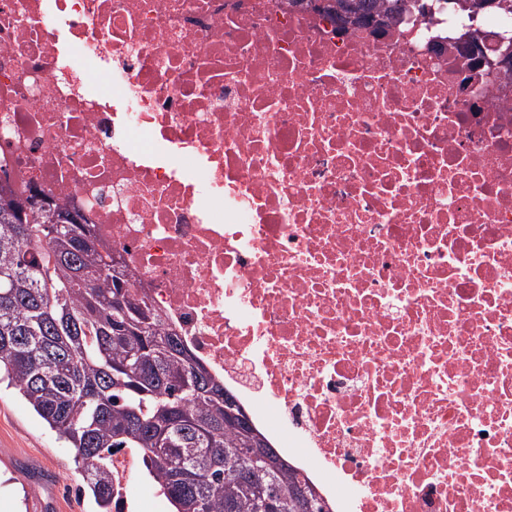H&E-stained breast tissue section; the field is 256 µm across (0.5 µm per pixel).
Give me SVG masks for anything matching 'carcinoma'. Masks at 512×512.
Listing matches in <instances>:
<instances>
[{
    "mask_svg": "<svg viewBox=\"0 0 512 512\" xmlns=\"http://www.w3.org/2000/svg\"><path fill=\"white\" fill-rule=\"evenodd\" d=\"M512 13V0H452ZM353 24H385L380 0H326ZM0 188V381L26 400L112 512L113 451L132 448L175 512H329L181 343L148 297L112 274L114 258L77 215Z\"/></svg>",
    "mask_w": 512,
    "mask_h": 512,
    "instance_id": "obj_1",
    "label": "carcinoma"
}]
</instances>
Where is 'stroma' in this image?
<instances>
[{
    "label": "stroma",
    "mask_w": 512,
    "mask_h": 512,
    "mask_svg": "<svg viewBox=\"0 0 512 512\" xmlns=\"http://www.w3.org/2000/svg\"><path fill=\"white\" fill-rule=\"evenodd\" d=\"M74 457L15 390L0 388V512H28L33 501L42 512H97ZM112 512H170V505L134 460L128 492Z\"/></svg>",
    "instance_id": "35a3bbf8"
}]
</instances>
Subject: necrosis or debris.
Segmentation results:
<instances>
[{"label": "necrosis or debris", "mask_w": 512, "mask_h": 512, "mask_svg": "<svg viewBox=\"0 0 512 512\" xmlns=\"http://www.w3.org/2000/svg\"><path fill=\"white\" fill-rule=\"evenodd\" d=\"M511 50L451 0H0V184L81 214L330 512H512ZM323 6L325 12L334 15L337 19L353 24H363L374 21L379 25H385L384 17L388 11L379 0H326Z\"/></svg>", "instance_id": "obj_1"}]
</instances>
